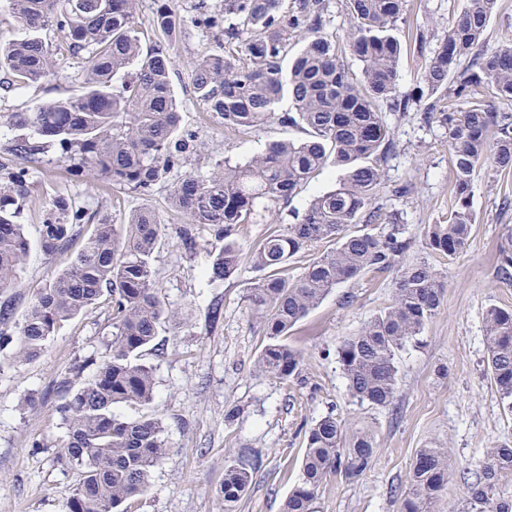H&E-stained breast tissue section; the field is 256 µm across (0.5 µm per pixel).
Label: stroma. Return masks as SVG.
Instances as JSON below:
<instances>
[{"instance_id": "35a3bbf8", "label": "stroma", "mask_w": 512, "mask_h": 512, "mask_svg": "<svg viewBox=\"0 0 512 512\" xmlns=\"http://www.w3.org/2000/svg\"><path fill=\"white\" fill-rule=\"evenodd\" d=\"M177 2L184 23L172 36L154 24L156 0H140L138 21L144 42L167 40L174 49L171 88L180 112L179 134L192 138V152L147 195L117 190L106 181L88 183L71 174L55 153H46L19 218L31 243L29 255L14 287L0 289V304L10 309L0 332L16 336L37 289L73 258L69 251L45 254L37 245L55 193L64 192L76 208L110 219L118 228L134 211L150 209L161 226L152 256L155 286L178 318L162 324L154 347L142 356L154 369L152 403L145 408L121 405L117 412L161 419L170 450L153 469L149 490L128 503V512H224L217 491L230 458L256 470L236 512H280L300 476L305 432L328 413L340 418L346 431L370 428L377 449L359 478L331 475L324 480L315 512H401L412 461L429 444L449 449L457 464L437 512H465L461 470L478 468L485 449L512 441V417L496 400L484 343L487 309H512V279L499 273L500 250L512 230V206L502 205L504 197L512 198V173L488 167L477 172L475 222L464 251L451 258L433 256L443 274L441 308L419 342L399 353L398 392L391 405L373 407L351 397L336 346L391 304L393 267L338 285L294 328L288 343L302 354L299 377L261 376L257 360L267 342L265 318L246 298L254 270L246 262L238 273L211 281L208 268L224 241L208 226L190 225L186 215L170 207L168 194L172 183L184 177H207L223 161L246 162L269 141L300 140L305 133L274 121L233 134L213 122L193 93L191 75L214 50L215 33L195 23L196 0ZM462 6L463 0H408L398 24L404 44L400 91L415 103L408 111L385 115L393 148L384 164L387 186L381 201L408 228L410 246L399 259L403 265L422 251L425 227L447 219L455 181L440 121L424 120L423 106L416 101L424 58L414 37L424 32L427 50H435ZM84 69L83 58L73 57L51 83L12 91L0 86V163L18 135L7 114L78 93ZM335 182L334 172H320L279 211L244 225L239 238L245 248L270 232L285 231L292 211L304 210ZM403 183L409 184V194L394 195V187ZM187 228L196 241L190 252L182 242ZM112 307L106 295L65 322L37 360L18 362L12 347L0 349V512H65L79 476L62 459L68 431L57 410L60 384L76 368L85 378L95 373L112 338ZM28 397L34 403L26 408L22 402Z\"/></svg>"}]
</instances>
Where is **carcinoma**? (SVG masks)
Returning a JSON list of instances; mask_svg holds the SVG:
<instances>
[{"label":"carcinoma","mask_w":512,"mask_h":512,"mask_svg":"<svg viewBox=\"0 0 512 512\" xmlns=\"http://www.w3.org/2000/svg\"><path fill=\"white\" fill-rule=\"evenodd\" d=\"M350 27L343 47L325 29L328 0H299L292 10L283 0H197L199 22L224 39L197 64L191 85L210 117L225 129L247 132L274 120L301 127L306 138L275 140L245 163L228 161L210 176H187L171 186L169 203L193 224L209 225L224 247L208 269L212 281L239 270L243 248L236 239L242 224L259 211L286 204L316 174L338 172L333 187L316 194L283 233L273 232L250 250L261 275L250 282L248 300L265 314L268 343L259 372L287 380L299 375L301 352L284 337L339 284L367 271H384L409 247L397 214L385 212L379 192L389 152L382 105L405 111L413 98L399 95L402 45L395 34L407 0H343ZM498 0H466L433 55L422 68L418 100L440 112L455 170L448 220L425 228L430 253L453 257L466 245L475 216L473 183L489 166L512 172V114L490 109L487 99L512 103V40L484 46ZM138 0H10L25 35L0 43V68L8 86L23 89L59 77L65 60L85 59L83 91L35 104L7 115L9 124L30 130L7 148L16 159L0 168V288L12 287L25 264L30 242L17 222L29 197V180L46 149L68 167L93 180L146 195L190 149L179 136L180 114L171 91L175 56L160 43L142 45ZM176 0L157 11L156 26L171 35L181 26ZM56 24L61 40L41 35ZM300 47L288 56V34ZM358 62L352 73L348 59ZM293 111L278 113L284 98ZM379 224L375 230L359 224ZM93 228L70 265L46 280L29 306L15 343L18 362L38 358L61 325L107 293L113 296L112 342L96 373L78 385L67 380L60 413L67 425L64 461L80 479L67 512H124L128 500L143 495L152 470L168 454L163 422L148 414L124 418L122 404L147 406L154 398L152 367L139 354L154 342L162 322L174 315L154 285L151 259L161 234L155 214L140 210L114 225L53 200L39 244L46 254L70 246L83 225ZM322 241L334 248L295 279L283 275L288 260ZM442 272L422 257L395 279L392 303L358 333L336 347L348 391L361 403L387 407L398 389L397 353L421 335L440 310ZM487 371L503 410L512 416V310L491 307L485 315ZM332 414L305 433L301 477L282 512H314L317 491L330 474L355 479L371 465L375 439L370 430L350 437ZM452 456L426 446L412 462L402 512H432L448 485ZM512 475V444L486 449L480 469L462 471L468 512H512L498 495ZM254 479L246 465L230 463L218 496L224 512L237 503Z\"/></svg>","instance_id":"carcinoma-1"}]
</instances>
